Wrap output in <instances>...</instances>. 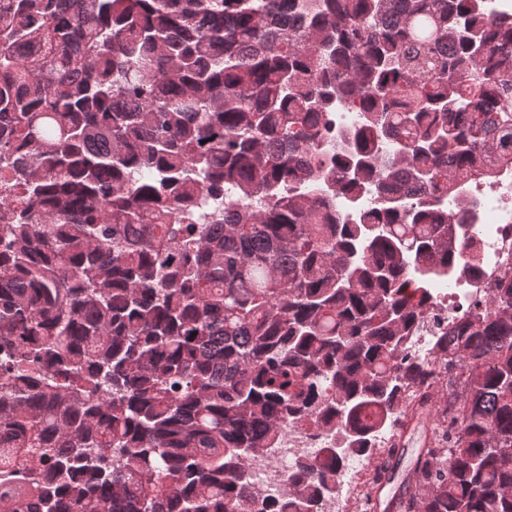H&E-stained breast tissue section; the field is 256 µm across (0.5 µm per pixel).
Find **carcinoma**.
<instances>
[{"label": "carcinoma", "mask_w": 512, "mask_h": 512, "mask_svg": "<svg viewBox=\"0 0 512 512\" xmlns=\"http://www.w3.org/2000/svg\"><path fill=\"white\" fill-rule=\"evenodd\" d=\"M0 155V512H318L349 453L368 512H512V279L428 316L512 169L506 8L9 0ZM290 428L336 446L261 498Z\"/></svg>", "instance_id": "carcinoma-1"}]
</instances>
